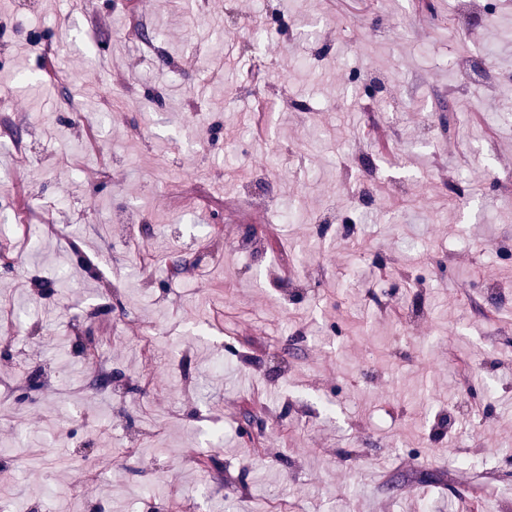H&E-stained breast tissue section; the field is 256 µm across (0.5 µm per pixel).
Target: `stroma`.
Here are the masks:
<instances>
[{"instance_id":"stroma-1","label":"stroma","mask_w":512,"mask_h":512,"mask_svg":"<svg viewBox=\"0 0 512 512\" xmlns=\"http://www.w3.org/2000/svg\"><path fill=\"white\" fill-rule=\"evenodd\" d=\"M18 2L0 0V479L19 512H149L157 492L172 512L512 506V314L480 296L512 269V0L464 31L455 0ZM144 17L164 32L150 51L129 36ZM488 45L497 87L443 69ZM340 52L386 77L378 99L353 101ZM241 169L270 173L273 212L242 200ZM368 171L357 236L320 231ZM284 262L315 291L271 288ZM385 292L420 303L412 331L382 316ZM98 348L125 400L83 387ZM458 387L463 426L439 445L476 467L449 472L426 447Z\"/></svg>"}]
</instances>
